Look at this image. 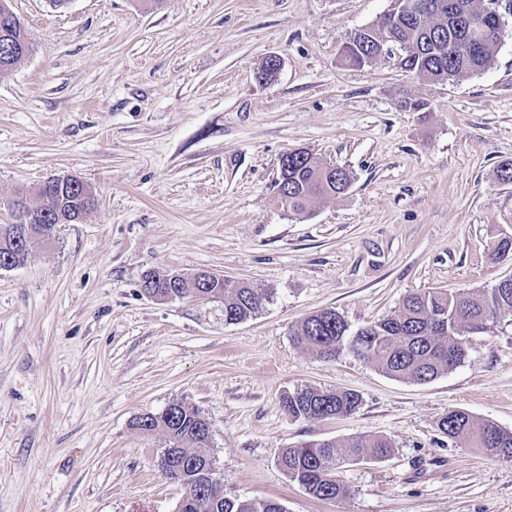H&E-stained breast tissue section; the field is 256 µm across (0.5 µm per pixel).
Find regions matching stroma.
Returning <instances> with one entry per match:
<instances>
[{
    "label": "stroma",
    "instance_id": "stroma-1",
    "mask_svg": "<svg viewBox=\"0 0 512 512\" xmlns=\"http://www.w3.org/2000/svg\"><path fill=\"white\" fill-rule=\"evenodd\" d=\"M35 46L0 75V224L51 176L96 204L27 262L0 270V512H177L158 468L166 439L136 417L183 402L211 423L228 496L286 512H512V462L448 439L464 410L512 431V317L469 336L426 384L347 353L322 360L292 333L338 311L359 329L407 294L489 288L512 235V14L492 64L447 81L397 57L343 66L342 45L392 0H12ZM278 55L275 81L258 83ZM428 103L410 112L402 99ZM305 149L349 190L297 214L276 200L278 158ZM207 270L264 291L224 321L219 299L157 301L144 276ZM302 386L352 390L351 415L281 406ZM384 437L311 498L277 465L305 441Z\"/></svg>",
    "mask_w": 512,
    "mask_h": 512
}]
</instances>
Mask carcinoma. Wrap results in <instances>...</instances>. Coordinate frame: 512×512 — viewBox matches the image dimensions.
Wrapping results in <instances>:
<instances>
[{
	"mask_svg": "<svg viewBox=\"0 0 512 512\" xmlns=\"http://www.w3.org/2000/svg\"><path fill=\"white\" fill-rule=\"evenodd\" d=\"M419 0H405L403 13L384 14L368 27L364 36H353L356 47L342 57L349 67L361 68L375 61V49L381 42H394L402 52L400 65L434 81H447L487 68L493 61L500 39L493 32L475 33L471 19L480 14L497 20L502 0H490L479 8L475 0H429L433 13L418 20L412 11ZM33 51L20 18L9 8H0V73L21 61L22 50ZM351 183L350 172L335 165H322L303 149L288 156L283 180L277 182L278 202L297 212H306L309 204L321 197L339 196ZM57 190L39 195L38 223H57V210L74 213L91 210L90 202L78 188L72 189L68 202L57 201ZM29 249L13 240L12 227L0 224V266H16L27 259ZM208 292L223 295L224 322L236 324L252 318L261 305L262 293L244 284H213ZM512 316V281L497 282L475 292L420 291L404 297L397 310L353 332L344 317L332 308L305 317L293 333L295 344L311 350L323 360H335L352 353L374 362L386 375L416 383H426L461 364L467 354L466 336L483 333L498 316ZM283 408L295 419H333L354 413L361 404L358 393L301 387L281 399ZM164 433L166 459L160 465L177 462L188 469L192 482L193 506L189 512H285L282 504L271 499H240L215 488L206 469L208 447L200 433L205 422L201 412L184 403H172L159 414H147L136 420ZM440 431L449 439L470 443L480 453L512 460V431L489 420H480L464 410L452 409L439 420ZM392 452L386 438L351 439L345 443L307 441L284 448L277 464L288 479L312 497L332 501L344 487L340 469L355 458L382 460Z\"/></svg>",
	"mask_w": 512,
	"mask_h": 512,
	"instance_id": "obj_1",
	"label": "carcinoma"
}]
</instances>
